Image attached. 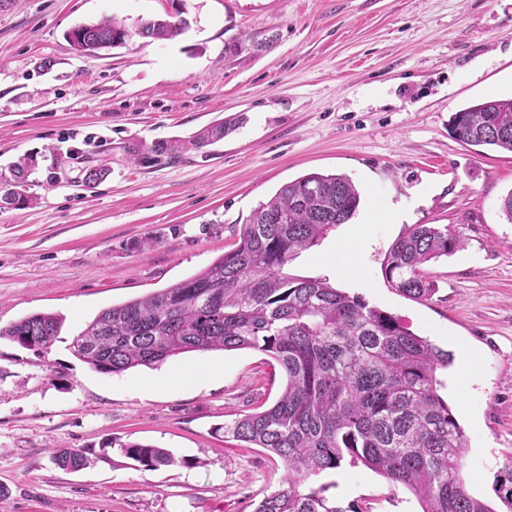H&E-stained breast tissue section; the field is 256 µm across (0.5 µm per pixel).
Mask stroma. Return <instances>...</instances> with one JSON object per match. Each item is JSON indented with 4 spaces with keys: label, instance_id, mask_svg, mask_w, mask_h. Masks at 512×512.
<instances>
[{
    "label": "stroma",
    "instance_id": "stroma-1",
    "mask_svg": "<svg viewBox=\"0 0 512 512\" xmlns=\"http://www.w3.org/2000/svg\"><path fill=\"white\" fill-rule=\"evenodd\" d=\"M171 15L175 39L137 36L94 56L67 34L116 18ZM512 97V0H0V181L20 156L38 167L34 203L0 209V328L34 313L65 324L44 351L0 337V512H252L281 460L225 438L285 385L253 349L190 352L101 373L75 335L102 310L184 280L231 249L284 184L346 175L361 202L348 223L288 266L399 318L447 350L441 396L467 446L460 476L495 512L512 478V153L451 135L452 113ZM241 117L236 130L175 164H132L135 141L187 138ZM110 168L92 187L89 165ZM416 224L461 230L430 262L435 291L416 300L384 274L392 243ZM216 376L156 378L198 364ZM122 442L169 450L147 470ZM53 448L98 462L57 467ZM308 487L371 512H422L417 497L364 466Z\"/></svg>",
    "mask_w": 512,
    "mask_h": 512
}]
</instances>
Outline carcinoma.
<instances>
[{"label":"carcinoma","instance_id":"cac0c4a2","mask_svg":"<svg viewBox=\"0 0 512 512\" xmlns=\"http://www.w3.org/2000/svg\"><path fill=\"white\" fill-rule=\"evenodd\" d=\"M182 23L154 20L144 37L170 40ZM127 28L114 18L77 27L86 53L125 43ZM240 121H219L187 139L171 138L128 148L133 160L170 163L201 152L234 131ZM460 142L512 153V98L467 106L449 119ZM33 159L13 165L0 186V209L33 202L28 194ZM361 202L343 175L310 173L281 187L244 225L236 246L199 273L141 298L101 311L75 337L73 352L96 371L123 373L184 353L254 349L273 358L286 384L267 409L224 423V435L276 455L287 475L265 492L253 512H361L324 495L300 490L311 476L347 462L411 490L422 512H496L470 495L460 477L466 437L438 393L436 372L450 354L410 332L395 316L350 296L324 279L288 274L302 250L347 223ZM457 230L416 224L385 257L384 273L402 294L425 299L434 292L425 264L459 250ZM65 318L35 313L5 329L19 346L43 351ZM124 457L148 470L176 463L164 448L120 442ZM55 464L79 471L94 463L88 449L53 452Z\"/></svg>","mask_w":512,"mask_h":512}]
</instances>
